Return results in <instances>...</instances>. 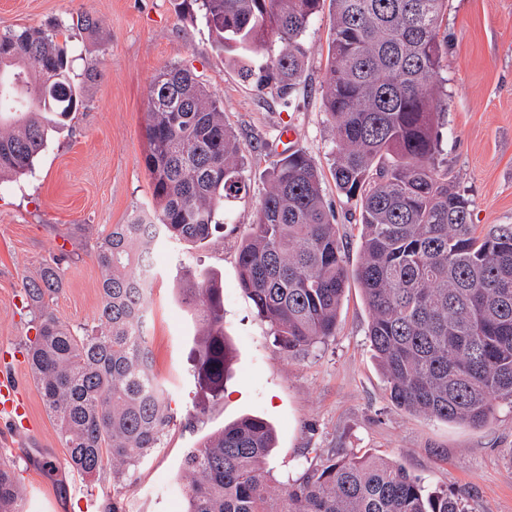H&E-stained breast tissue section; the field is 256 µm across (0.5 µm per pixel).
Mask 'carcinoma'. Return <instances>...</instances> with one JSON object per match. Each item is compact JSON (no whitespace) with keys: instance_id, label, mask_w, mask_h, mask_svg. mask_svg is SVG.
I'll use <instances>...</instances> for the list:
<instances>
[{"instance_id":"cac0c4a2","label":"carcinoma","mask_w":512,"mask_h":512,"mask_svg":"<svg viewBox=\"0 0 512 512\" xmlns=\"http://www.w3.org/2000/svg\"><path fill=\"white\" fill-rule=\"evenodd\" d=\"M330 2L323 106L335 134L337 189L360 202L350 265L320 173L302 149L268 173L239 247V288L275 346L294 353L335 335L348 282L363 290L368 339L399 408L482 426L512 402V227L476 234L469 200L448 178L439 127L447 112L441 24L448 0H177L200 13L212 50L259 92L289 99L304 75V33ZM59 25L0 33V179L25 173L51 134L87 106ZM281 50L262 58L268 43ZM146 167L154 206L101 240L99 322L77 333L49 307L60 268L23 284L31 329L25 355L70 466L118 479L177 422L153 371L140 279L160 235L198 245L247 194L245 148L223 103L185 65H168L147 93ZM181 301L197 315L192 377L200 413L224 396L233 353L224 291L190 275ZM273 427L243 416L186 449L182 512H465L446 491L382 456L331 458L278 489L267 460ZM26 490L0 465V512H25Z\"/></svg>"}]
</instances>
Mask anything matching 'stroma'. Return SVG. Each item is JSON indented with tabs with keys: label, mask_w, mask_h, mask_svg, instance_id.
I'll list each match as a JSON object with an SVG mask.
<instances>
[{
	"label": "stroma",
	"mask_w": 512,
	"mask_h": 512,
	"mask_svg": "<svg viewBox=\"0 0 512 512\" xmlns=\"http://www.w3.org/2000/svg\"><path fill=\"white\" fill-rule=\"evenodd\" d=\"M82 12L99 19L97 35L77 28ZM53 23L71 51L88 107L50 137L31 171L0 183V378L9 377L29 406L24 421L0 410V461L15 466L27 512H174L184 500L177 471L185 450L245 415L261 416L275 430L272 486L331 454H375L428 489L448 491L465 512H512V403L496 402L482 427L393 405L372 357L369 312L357 282L345 289L335 336L293 355L273 345L238 286V249L284 150L285 129L295 133L293 148L320 170L347 255L357 256L360 207L336 189L334 134L322 103L328 12L304 35L309 54L302 84L287 102L243 83L211 50L205 24L179 15L174 0H0V33ZM442 30L448 36L442 154L483 235L512 226V0H448ZM173 64L191 67L222 100L224 118L245 148L249 194L231 208L223 237L204 246L162 238L155 246L148 334L155 372L178 420L163 446L116 483L111 473L86 477L67 462L25 361L33 332L22 285L52 257H63L62 289L50 307L74 329L95 322L99 242L112 225L153 205L145 166L147 90ZM201 269L223 283L224 333L235 355L223 398L203 415L194 410L193 321L178 301L185 271Z\"/></svg>",
	"instance_id": "obj_1"
}]
</instances>
